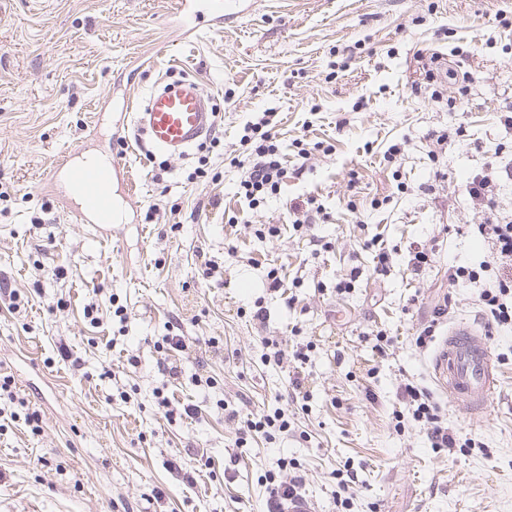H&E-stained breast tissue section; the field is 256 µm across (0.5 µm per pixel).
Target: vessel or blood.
Here are the masks:
<instances>
[{
    "label": "vessel or blood",
    "instance_id": "b4317fda",
    "mask_svg": "<svg viewBox=\"0 0 512 512\" xmlns=\"http://www.w3.org/2000/svg\"><path fill=\"white\" fill-rule=\"evenodd\" d=\"M174 11L182 37L197 30L202 16L220 24L231 16L228 0H176ZM215 107L200 85L193 80H178L153 90L143 108L133 117H119L112 125L114 136L133 131L141 146L171 157L186 156L211 130ZM70 182L80 198L79 215L105 232L115 208L113 183L120 174L117 160L95 166L65 156ZM434 367L449 394L458 397L468 414L477 415L489 408L498 384L497 367L486 336L475 327L456 325L449 329L438 348Z\"/></svg>",
    "mask_w": 512,
    "mask_h": 512
}]
</instances>
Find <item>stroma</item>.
<instances>
[{
    "instance_id": "stroma-1",
    "label": "stroma",
    "mask_w": 512,
    "mask_h": 512,
    "mask_svg": "<svg viewBox=\"0 0 512 512\" xmlns=\"http://www.w3.org/2000/svg\"><path fill=\"white\" fill-rule=\"evenodd\" d=\"M172 6L0 0V280L20 295L16 313L0 312V371L42 417L37 434L20 421L0 428V512H261L258 478L283 458L300 463L316 512H338L330 473L346 464L359 481L349 512H512V332L487 337L501 383L482 415L438 383L435 348L414 343L446 298L453 311L438 337L485 325L477 289H449L448 265L499 273L466 183L512 159V129L498 121L512 108V26L495 19L512 17V0H250L191 40L169 25ZM182 78L219 112L209 153L110 144L100 107L113 85L134 113L151 89ZM267 110L290 172L278 197L245 211L230 160L243 124ZM444 131L448 149L431 160L429 141ZM318 141L331 152L314 150ZM399 141L403 153L383 165ZM300 142L313 149L305 164ZM80 148L113 152L124 168L113 188L122 218L103 237L47 182ZM203 156L219 181H188ZM310 196L329 218L294 230L289 206ZM376 197L385 205L372 206ZM263 224L279 235L257 237ZM374 237L392 252L382 275L365 246ZM417 247L434 252L418 271ZM206 257L222 280L204 277ZM43 266L62 272L44 278ZM273 267L293 305L264 288ZM353 270L350 292L337 294ZM257 302L261 323L249 315ZM377 330L393 340L383 357L368 338ZM174 334L188 347L170 354L182 374L167 383L157 344ZM266 336L288 350L313 342L309 361L263 365ZM296 378L310 394L304 410L287 399ZM407 378L483 450L436 451L414 422L396 430ZM162 386L172 402L198 404L199 418L168 423ZM221 399L244 417L287 408L293 425L275 443L236 446Z\"/></svg>"
}]
</instances>
